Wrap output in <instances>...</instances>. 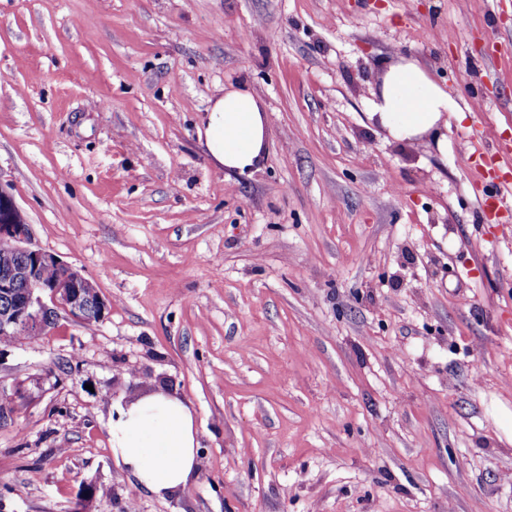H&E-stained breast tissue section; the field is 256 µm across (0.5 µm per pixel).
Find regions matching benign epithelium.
I'll use <instances>...</instances> for the list:
<instances>
[{
	"label": "benign epithelium",
	"instance_id": "obj_1",
	"mask_svg": "<svg viewBox=\"0 0 512 512\" xmlns=\"http://www.w3.org/2000/svg\"><path fill=\"white\" fill-rule=\"evenodd\" d=\"M13 195L0 184V296L13 307L0 313V330L17 336H40L52 325L56 309L85 324L90 313V280L52 252L31 244V224ZM46 269L54 271L47 279Z\"/></svg>",
	"mask_w": 512,
	"mask_h": 512
}]
</instances>
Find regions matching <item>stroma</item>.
Segmentation results:
<instances>
[{
	"instance_id": "obj_1",
	"label": "stroma",
	"mask_w": 512,
	"mask_h": 512,
	"mask_svg": "<svg viewBox=\"0 0 512 512\" xmlns=\"http://www.w3.org/2000/svg\"><path fill=\"white\" fill-rule=\"evenodd\" d=\"M402 56L466 114L447 152L369 117ZM237 82L270 121L245 175L197 136ZM490 133L512 169V0H0V179L107 303L0 345V512H512ZM160 390L199 443L164 498L110 445Z\"/></svg>"
}]
</instances>
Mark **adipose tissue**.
Wrapping results in <instances>:
<instances>
[{
    "mask_svg": "<svg viewBox=\"0 0 512 512\" xmlns=\"http://www.w3.org/2000/svg\"><path fill=\"white\" fill-rule=\"evenodd\" d=\"M372 119L396 141L429 138L448 144L449 118L465 112L417 61L386 64L371 104ZM269 118L259 97L244 84L211 99L198 128L209 159L224 171L246 173L265 158ZM112 455L138 484L163 497L186 488L197 475L193 415L179 399L159 392L118 407L111 424Z\"/></svg>",
    "mask_w": 512,
    "mask_h": 512,
    "instance_id": "1",
    "label": "adipose tissue"
}]
</instances>
